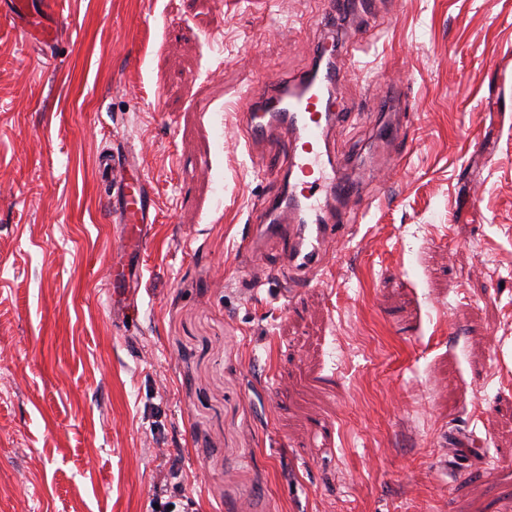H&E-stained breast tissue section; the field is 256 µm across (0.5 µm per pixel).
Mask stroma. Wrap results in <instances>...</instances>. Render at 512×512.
<instances>
[{
  "mask_svg": "<svg viewBox=\"0 0 512 512\" xmlns=\"http://www.w3.org/2000/svg\"><path fill=\"white\" fill-rule=\"evenodd\" d=\"M53 10L46 53L0 21V512H153L169 459L193 512H512V0ZM327 36L354 168L401 91L413 150L338 259L255 290L238 91ZM117 138L157 213L129 334L95 169Z\"/></svg>",
  "mask_w": 512,
  "mask_h": 512,
  "instance_id": "35a3bbf8",
  "label": "stroma"
}]
</instances>
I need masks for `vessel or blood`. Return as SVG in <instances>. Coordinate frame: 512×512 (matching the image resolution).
Returning <instances> with one entry per match:
<instances>
[{"instance_id":"b4317fda","label":"vessel or blood","mask_w":512,"mask_h":512,"mask_svg":"<svg viewBox=\"0 0 512 512\" xmlns=\"http://www.w3.org/2000/svg\"><path fill=\"white\" fill-rule=\"evenodd\" d=\"M0 17L43 43L57 32L55 23L37 13L33 0H0ZM313 57L314 64L295 78H265L243 91L249 102L244 115L247 152L251 158H262L263 176L272 184L261 204L256 232L241 243L253 262L250 281L256 289L270 278L259 262L268 246L278 247L279 267L300 277L327 265L335 245L353 235L362 217L351 205L362 197L368 175H340L332 152L336 133L346 123L332 95L342 74L327 45L316 44ZM375 141L394 165L412 149L402 124L395 120L378 125ZM97 172L109 189L112 220L122 227L123 247L106 292L115 298L112 321L123 328L132 319L137 296V271L130 261L146 250L147 226L156 220L154 193L133 151L100 150Z\"/></svg>"}]
</instances>
